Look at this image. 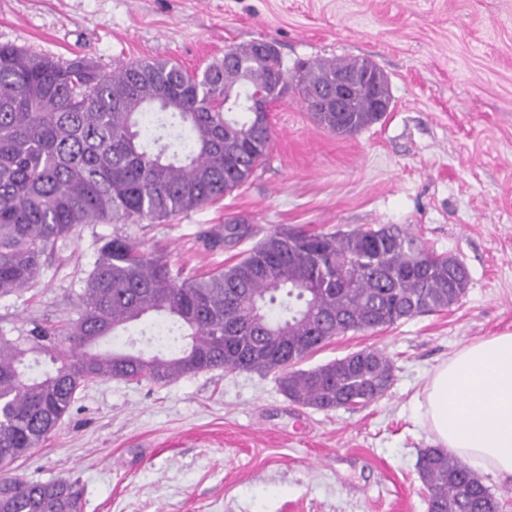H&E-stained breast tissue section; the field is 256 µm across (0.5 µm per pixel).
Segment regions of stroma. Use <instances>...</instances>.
Returning <instances> with one entry per match:
<instances>
[{
    "label": "stroma",
    "instance_id": "1",
    "mask_svg": "<svg viewBox=\"0 0 512 512\" xmlns=\"http://www.w3.org/2000/svg\"><path fill=\"white\" fill-rule=\"evenodd\" d=\"M266 39L287 64L366 58L390 112L343 136L298 90L270 115L265 162L218 203L154 224H87L34 288L0 300V331L76 318L101 239L122 236L189 277L248 242L211 248L238 221L333 232L398 224L469 272L457 305L334 337L312 369L385 350L394 383L355 410L291 402L273 377L221 369L165 384L99 379L50 437L11 466L31 481H80L82 512H427L417 471L432 440L417 402L436 365L512 332V0H0V44L103 71L170 59L190 70Z\"/></svg>",
    "mask_w": 512,
    "mask_h": 512
}]
</instances>
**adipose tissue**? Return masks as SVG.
<instances>
[{
  "instance_id": "1",
  "label": "adipose tissue",
  "mask_w": 512,
  "mask_h": 512,
  "mask_svg": "<svg viewBox=\"0 0 512 512\" xmlns=\"http://www.w3.org/2000/svg\"><path fill=\"white\" fill-rule=\"evenodd\" d=\"M419 408L435 445L512 478V333L471 342L438 365Z\"/></svg>"
}]
</instances>
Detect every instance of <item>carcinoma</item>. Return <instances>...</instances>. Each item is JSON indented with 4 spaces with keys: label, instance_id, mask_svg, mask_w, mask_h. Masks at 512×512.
Segmentation results:
<instances>
[{
    "label": "carcinoma",
    "instance_id": "cac0c4a2",
    "mask_svg": "<svg viewBox=\"0 0 512 512\" xmlns=\"http://www.w3.org/2000/svg\"><path fill=\"white\" fill-rule=\"evenodd\" d=\"M356 59L300 62L288 70L278 49L230 47L202 72L165 60L103 72L70 60L0 45V298L30 287L45 263L84 224H152L218 202L266 159L273 142L261 97L329 87ZM384 116L368 95L315 122L353 135ZM224 240L249 236L224 226ZM469 274L455 256L425 247L398 224L334 233L271 229L230 265L192 279L166 256L125 238L102 241L85 279L66 351L38 322L16 338L0 332V468L45 441L86 383L97 378L166 383L202 371L273 376L295 404L356 409L383 397L394 364L365 348L314 369L297 368L336 336L375 331L460 302ZM150 313L149 340L168 354L94 347ZM33 354L54 369L30 374ZM427 512H499L468 464L446 448L419 451ZM76 480L0 478V512H81Z\"/></svg>",
    "mask_w": 512,
    "mask_h": 512
}]
</instances>
